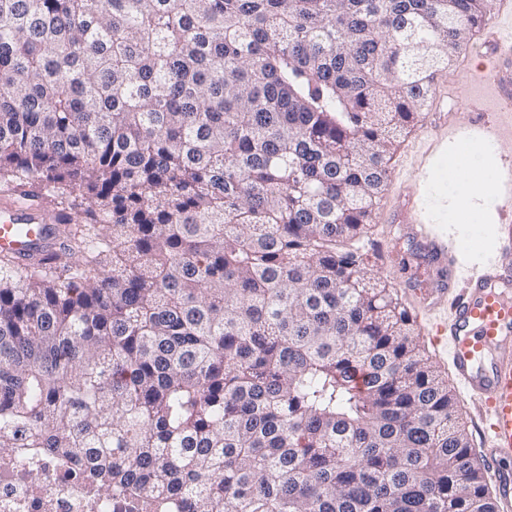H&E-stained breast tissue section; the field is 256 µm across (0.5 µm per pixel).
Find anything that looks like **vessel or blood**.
Masks as SVG:
<instances>
[{"label": "vessel or blood", "mask_w": 512, "mask_h": 512, "mask_svg": "<svg viewBox=\"0 0 512 512\" xmlns=\"http://www.w3.org/2000/svg\"><path fill=\"white\" fill-rule=\"evenodd\" d=\"M482 46L487 66L467 70L466 78L485 86L494 105L477 121L449 122L454 140L498 141L500 122L512 115V33L490 31ZM500 206L512 205V163L502 164L493 177ZM423 192L415 185L397 219L401 238L415 244L428 276L415 292L423 308L450 301L454 319L440 329L452 343V364L463 394L478 409L492 445L482 457L488 481L497 492L502 512H512V225H498L496 235L503 257L487 263L483 274L461 281L455 255L442 239L426 232L416 219L415 199ZM52 218L40 209L0 204V252L26 258L32 244L48 236Z\"/></svg>", "instance_id": "obj_1"}]
</instances>
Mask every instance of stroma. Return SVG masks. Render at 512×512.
Returning <instances> with one entry per match:
<instances>
[{"label":"stroma","instance_id":"stroma-1","mask_svg":"<svg viewBox=\"0 0 512 512\" xmlns=\"http://www.w3.org/2000/svg\"><path fill=\"white\" fill-rule=\"evenodd\" d=\"M481 40L472 35L467 47L458 58L439 72L433 85V94L420 122L404 132L390 161L391 177L382 205L365 240L364 263L377 277L398 291L407 310L416 322L426 352L442 379L447 381L451 392L459 387L453 379L449 361L448 344H433L432 338L438 327L447 325L451 319L448 305L440 304L422 310L417 308L410 293V275L402 263L412 249L410 242L397 237V216L404 205L406 188L416 182L423 183L425 190L418 213L423 223L442 230L448 225V125L445 113H454L458 123L465 124L475 119L481 106L489 104L490 96L485 87L464 86L463 68L466 64H477ZM499 216H490L488 223L477 221L460 222L456 233L449 237L448 246L462 253L466 265L463 277L479 274L482 260L496 252L494 227Z\"/></svg>","mask_w":512,"mask_h":512}]
</instances>
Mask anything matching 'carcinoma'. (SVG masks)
Instances as JSON below:
<instances>
[{
    "instance_id": "obj_1",
    "label": "carcinoma",
    "mask_w": 512,
    "mask_h": 512,
    "mask_svg": "<svg viewBox=\"0 0 512 512\" xmlns=\"http://www.w3.org/2000/svg\"><path fill=\"white\" fill-rule=\"evenodd\" d=\"M492 2L0 0V195L55 219L0 253V454L140 512H496L357 247Z\"/></svg>"
}]
</instances>
